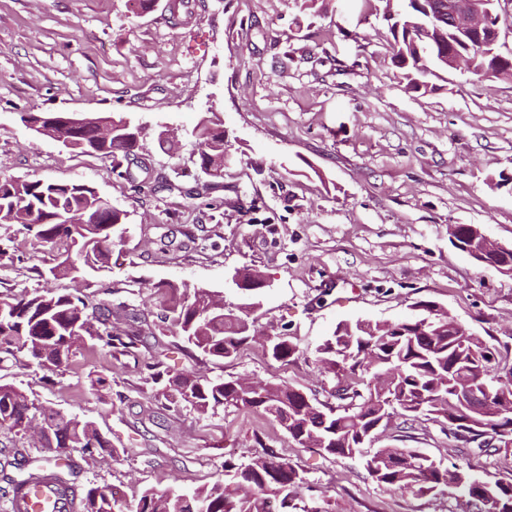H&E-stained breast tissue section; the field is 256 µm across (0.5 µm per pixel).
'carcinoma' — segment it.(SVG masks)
Returning <instances> with one entry per match:
<instances>
[{"mask_svg":"<svg viewBox=\"0 0 512 512\" xmlns=\"http://www.w3.org/2000/svg\"><path fill=\"white\" fill-rule=\"evenodd\" d=\"M435 2L448 7L451 0H400L402 7L384 14L393 38L391 48L396 67L411 92L431 88L428 78L440 68L441 51L448 50L453 35L446 29L420 37L430 23L424 6ZM467 72L480 82L512 81V51L492 52V47L474 48L468 54ZM193 155L201 171L214 168L224 159V129L218 119L204 118L194 128ZM141 131L130 128V137L116 148L92 129L73 136L71 148L108 158L112 171L122 179L142 168L136 150ZM127 212L101 206L98 193L84 184L60 183L42 178L17 179L0 175V227L22 225L35 244H53L64 249L65 259L49 269L53 277L75 275L85 268L99 269L108 263L115 230L125 223ZM414 317L399 321H341L335 333L317 353L326 369L348 380L338 400L340 409L325 408L316 397L306 401L303 391L285 381L255 380L243 386L238 379L202 376L195 372L172 376L163 368L159 355H145L141 337L150 328H134L112 321V302L88 304L74 294L46 286L19 295L0 298V354L27 356L40 367H58L78 341L91 342L101 353L95 383L107 385L110 357L118 353L143 359L146 382L168 407H190L206 414L219 407L245 408L270 416L296 443L313 439L317 433L328 441L326 455L364 459V469L376 483L394 489H414L421 495L442 493L448 476L468 485L479 480L490 484L501 501L499 512H512V482L476 475L456 465L444 467L428 456L408 460L410 452L383 447L369 454L363 445L368 432L378 423L399 420L413 424L423 417L455 423V428L472 434L473 452L486 456H511L512 447L489 445L480 440L483 432L512 428V350L498 338L478 334L461 339L448 327V316L434 311L432 301L411 304ZM162 322L192 349L215 365L234 358L254 336L243 329L254 304L224 308V296L202 286H185L181 294L170 293L160 303ZM271 358L288 363L297 346L284 337L269 349ZM469 368L490 393L484 411L465 407L457 394L456 364ZM41 419L38 435L43 448H79L114 458L118 449L91 421L68 417L62 412L29 400L11 384H0V426L14 438H29L35 418ZM312 490L288 459L274 449L247 463L224 460V477L188 493L175 487L146 488L130 512H196V503L207 512H329L311 511L299 505L302 489ZM81 512H116L114 492L91 487L82 492Z\"/></svg>","mask_w":512,"mask_h":512,"instance_id":"cac0c4a2","label":"carcinoma"}]
</instances>
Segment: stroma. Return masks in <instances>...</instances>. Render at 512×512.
Listing matches in <instances>:
<instances>
[{"label": "stroma", "instance_id": "obj_1", "mask_svg": "<svg viewBox=\"0 0 512 512\" xmlns=\"http://www.w3.org/2000/svg\"><path fill=\"white\" fill-rule=\"evenodd\" d=\"M131 0H0V173L94 188L128 214L107 267L42 281L62 260L32 251L10 228L20 261L0 267V288L49 284L87 303H126L153 333L144 342L171 374L212 372L160 319L157 285H198L238 304L225 283L242 267L272 282L260 289L258 331L299 348L287 364L262 341L225 361L224 377L284 380L322 401L337 377L317 347L343 320H397L433 301L477 332H512V278L481 266L448 240L473 224L512 246V82L443 72L427 93L406 91L391 62L383 0H323L306 16L293 0H191L172 17ZM86 112L143 128L139 157L176 185L155 190L118 178L106 158L64 147L21 117ZM218 116L227 144L223 185L202 192L190 162L193 128ZM170 129L172 139L158 133ZM100 354L80 345L60 367L20 356L0 363V383L66 415L94 422L120 450L114 460L64 449L65 474L81 488L108 486L124 503L149 487L191 490L224 471L225 458L268 447L297 464L332 512H478L459 490L417 495L377 485L360 459L299 447L265 415L233 407L207 414L168 409L132 358L112 359V386L94 382ZM394 446L477 474L512 479V456L467 452L442 424L389 429Z\"/></svg>", "mask_w": 512, "mask_h": 512}]
</instances>
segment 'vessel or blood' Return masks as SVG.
I'll use <instances>...</instances> for the list:
<instances>
[{"instance_id": "b4317fda", "label": "vessel or blood", "mask_w": 512, "mask_h": 512, "mask_svg": "<svg viewBox=\"0 0 512 512\" xmlns=\"http://www.w3.org/2000/svg\"><path fill=\"white\" fill-rule=\"evenodd\" d=\"M62 460L39 456L30 463L28 483L10 494V512H78L76 498L63 493L54 479Z\"/></svg>"}]
</instances>
